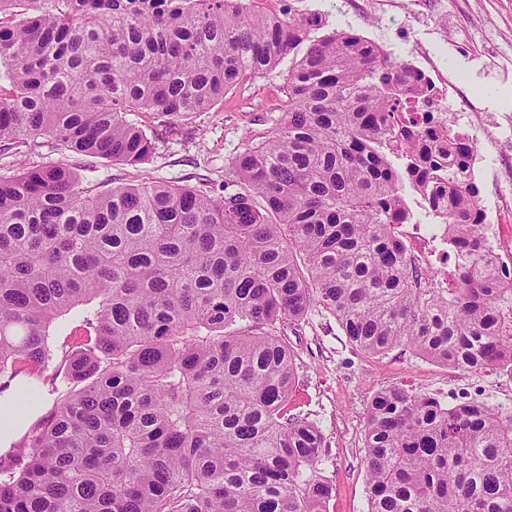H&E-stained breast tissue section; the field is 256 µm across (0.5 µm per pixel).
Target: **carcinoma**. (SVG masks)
Here are the masks:
<instances>
[{
    "label": "carcinoma",
    "instance_id": "carcinoma-1",
    "mask_svg": "<svg viewBox=\"0 0 512 512\" xmlns=\"http://www.w3.org/2000/svg\"><path fill=\"white\" fill-rule=\"evenodd\" d=\"M256 0H0V143L48 136L126 165L155 141L130 112H206L289 59L269 136L231 158L224 195L171 182L91 193L61 163L0 176V394L53 360L82 312L56 408L0 455V512H327L321 428L288 416L277 334L314 301L373 356L449 368L512 361L475 273L478 190L447 181L404 125L406 64L315 13ZM448 197V287L415 288L390 225L408 193ZM368 512H512V416L389 386L365 420Z\"/></svg>",
    "mask_w": 512,
    "mask_h": 512
}]
</instances>
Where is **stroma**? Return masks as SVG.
I'll list each match as a JSON object with an SVG mask.
<instances>
[{"instance_id": "1", "label": "stroma", "mask_w": 512, "mask_h": 512, "mask_svg": "<svg viewBox=\"0 0 512 512\" xmlns=\"http://www.w3.org/2000/svg\"><path fill=\"white\" fill-rule=\"evenodd\" d=\"M344 6V0H263L261 4L277 13L322 10L329 27L368 36L404 60L426 53L449 71L464 74L479 111L512 120V0H469L470 19L463 30L452 25L442 29L432 15L418 16L416 0H397L396 12L405 22L401 31L384 21L370 25L368 17L345 12ZM287 74L283 63L264 76L245 79L210 111L178 118L170 130L157 113H131V120L156 137L146 163H112L61 149L42 136L26 144L0 143V174L61 162L96 191L176 181L221 196L229 159L248 142L263 140L279 120ZM278 333L294 350L299 379L288 413L316 422L329 447L321 467L334 488L328 512L368 510L365 413L377 390L398 385L434 397L444 394L453 405L482 393L494 379L493 368L452 370L406 349L380 357L366 355L319 304L302 321L279 323Z\"/></svg>"}]
</instances>
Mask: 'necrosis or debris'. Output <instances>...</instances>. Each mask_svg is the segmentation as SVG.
<instances>
[{"label": "necrosis or debris", "instance_id": "obj_1", "mask_svg": "<svg viewBox=\"0 0 512 512\" xmlns=\"http://www.w3.org/2000/svg\"><path fill=\"white\" fill-rule=\"evenodd\" d=\"M425 82L430 100H415L414 109L431 106L435 115L455 135L465 138L471 145L466 161V179L491 186L488 195L479 197L476 209L487 239L482 257L484 267L493 272L512 271V226L501 223L503 211H512V189L502 187L503 180L512 181V155L497 153L488 157V147L479 136L481 127L489 118L475 112L465 92L466 80L462 75L440 70L430 59L419 58L413 63ZM396 235L407 247V263L416 274L414 283L420 288H444L448 285V227L444 224L412 222L395 225Z\"/></svg>", "mask_w": 512, "mask_h": 512}]
</instances>
